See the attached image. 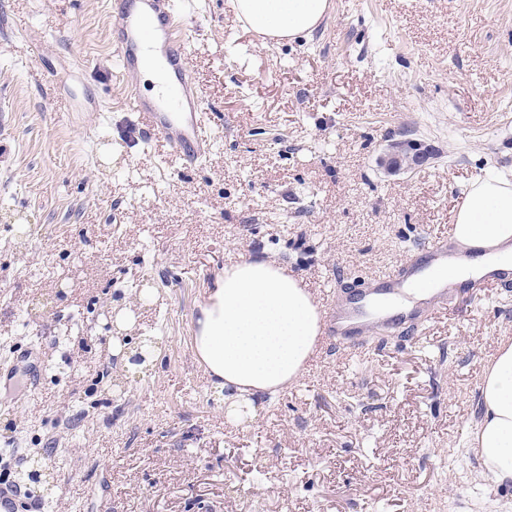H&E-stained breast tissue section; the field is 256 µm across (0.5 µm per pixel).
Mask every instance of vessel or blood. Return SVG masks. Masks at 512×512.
<instances>
[{
    "mask_svg": "<svg viewBox=\"0 0 512 512\" xmlns=\"http://www.w3.org/2000/svg\"><path fill=\"white\" fill-rule=\"evenodd\" d=\"M108 8L109 36L120 74L131 78L146 60L158 62V94L145 97L136 85H129L128 110L136 115L145 136L165 141L174 164L182 169L197 167L209 157L214 145V136L207 131L209 116L187 53L189 35L199 28L198 15L191 10H176L173 0H110ZM459 253L460 247L451 236L421 244L412 258L376 280L367 297L354 301L337 296L325 310L327 337L344 351H357L371 299L404 298L420 273L428 270L435 274L427 284L429 299L378 321L388 335L399 333L406 324H422L430 309L446 307L457 299L461 284L451 274L450 261ZM489 282L512 284V270H487L470 282L469 297H477ZM27 505L12 481L0 479V512H27Z\"/></svg>",
    "mask_w": 512,
    "mask_h": 512,
    "instance_id": "1",
    "label": "vessel or blood"
}]
</instances>
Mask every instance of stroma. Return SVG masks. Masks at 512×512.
Returning <instances> with one entry per match:
<instances>
[{
  "label": "stroma",
  "mask_w": 512,
  "mask_h": 512,
  "mask_svg": "<svg viewBox=\"0 0 512 512\" xmlns=\"http://www.w3.org/2000/svg\"><path fill=\"white\" fill-rule=\"evenodd\" d=\"M189 64L220 118L184 173L131 147L107 0H0V449L51 474L45 512H512L468 442L478 386L512 340L488 287L413 337L320 341L297 383L227 421L190 346L225 264L270 259L319 305L447 235L458 192L512 176V0H330L274 41L232 0H191ZM429 161L379 164L403 128ZM157 340L141 366L127 356Z\"/></svg>",
  "instance_id": "stroma-1"
}]
</instances>
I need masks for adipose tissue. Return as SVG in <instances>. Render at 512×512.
<instances>
[{
  "mask_svg": "<svg viewBox=\"0 0 512 512\" xmlns=\"http://www.w3.org/2000/svg\"><path fill=\"white\" fill-rule=\"evenodd\" d=\"M328 0H234V10L258 33L292 39L312 36ZM455 236L471 254L457 264L458 280L479 275L486 262L512 268V181L472 185L454 215ZM321 315L304 284L277 262L235 261L225 266L196 321L195 353L225 389L226 415L252 420L260 396L284 391L302 375L316 350ZM481 419L471 446L481 473L512 485V342L500 343L479 385Z\"/></svg>",
  "mask_w": 512,
  "mask_h": 512,
  "instance_id": "1",
  "label": "adipose tissue"
}]
</instances>
